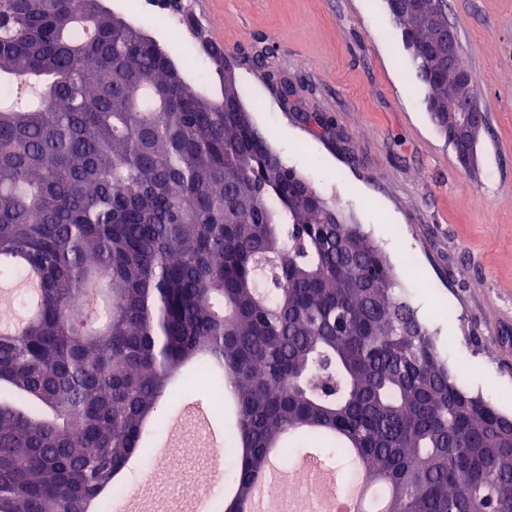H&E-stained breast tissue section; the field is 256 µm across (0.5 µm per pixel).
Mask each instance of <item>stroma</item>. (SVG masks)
<instances>
[{"mask_svg": "<svg viewBox=\"0 0 512 512\" xmlns=\"http://www.w3.org/2000/svg\"><path fill=\"white\" fill-rule=\"evenodd\" d=\"M182 2L234 62L240 98L272 150L389 256L459 384L512 417V0H448L487 117L471 166L432 124L384 0ZM104 3L174 52L185 76L204 62L147 0ZM264 48L294 83L298 111L254 64ZM305 111L333 117L334 134L305 123ZM183 455L174 473L152 448L126 473L130 491L148 486V512H196L220 493L211 446Z\"/></svg>", "mask_w": 512, "mask_h": 512, "instance_id": "35a3bbf8", "label": "stroma"}]
</instances>
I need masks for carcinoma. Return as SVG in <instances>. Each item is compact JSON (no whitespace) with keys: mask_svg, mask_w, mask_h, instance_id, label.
I'll return each mask as SVG.
<instances>
[{"mask_svg":"<svg viewBox=\"0 0 512 512\" xmlns=\"http://www.w3.org/2000/svg\"><path fill=\"white\" fill-rule=\"evenodd\" d=\"M448 129V62L393 18ZM186 80L102 0H22L0 21V265L41 275L0 333V512H109L127 459L168 425L176 377L233 388L221 512H251L286 445L336 448L363 512H512V420L462 390L391 265L286 166L224 77ZM223 77L221 99L202 94Z\"/></svg>","mask_w":512,"mask_h":512,"instance_id":"1","label":"carcinoma"}]
</instances>
